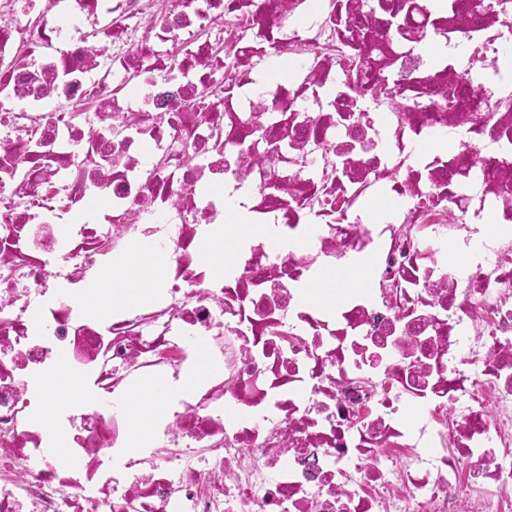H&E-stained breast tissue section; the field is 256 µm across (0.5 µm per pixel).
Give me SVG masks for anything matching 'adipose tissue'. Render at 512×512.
<instances>
[{"label": "adipose tissue", "instance_id": "obj_1", "mask_svg": "<svg viewBox=\"0 0 512 512\" xmlns=\"http://www.w3.org/2000/svg\"><path fill=\"white\" fill-rule=\"evenodd\" d=\"M244 192H237L235 198L224 201L227 220L220 238L205 239L200 243L204 258L210 262L232 260L241 239L248 234L263 236L272 251L287 249L288 242L278 229L271 224L255 223L252 213L240 207ZM374 255L366 254L357 258L350 267L340 271H323L301 290L300 304L311 306L320 303L327 290L342 282L349 287H358L365 282L368 271L374 266ZM164 275L161 259L140 246H133L126 253L112 259V269L93 288L89 300L96 312H103L107 305L133 304L151 297ZM162 386L153 384L147 390L135 394L129 406V418L134 424L131 447H140L149 438L147 423L162 409Z\"/></svg>", "mask_w": 512, "mask_h": 512}]
</instances>
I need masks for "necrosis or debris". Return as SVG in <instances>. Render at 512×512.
Segmentation results:
<instances>
[{"mask_svg":"<svg viewBox=\"0 0 512 512\" xmlns=\"http://www.w3.org/2000/svg\"><path fill=\"white\" fill-rule=\"evenodd\" d=\"M442 30L484 35V53L428 73L409 25L404 52L368 74L423 77L413 112L377 121L321 95L360 32H336L310 0H25L37 28L0 0V512H506L512 505V111L478 79L499 75L512 7L487 0ZM232 24L233 72L180 36ZM101 27L88 48L70 22ZM300 45L291 81L252 97L254 62ZM145 81L141 107L98 70ZM219 85L201 109L198 90ZM461 110L445 111L448 100ZM90 102L92 117L66 111ZM461 136L445 155L403 166L435 130ZM250 194L260 223L305 247L279 253L254 236L224 273L197 245L224 227L201 186ZM383 186L394 220L365 221L359 194ZM105 209L81 224L90 197ZM503 233L484 235L486 214ZM166 258L159 298L97 321L88 293L133 244ZM467 254L458 270L448 247ZM378 257L368 291L332 311L299 306L316 270ZM206 364L204 379L188 370ZM64 374L78 397L53 403L40 382ZM165 384L154 442L127 451L128 392ZM53 405L44 414L45 405ZM422 406L419 425L406 407Z\"/></svg>","mask_w":512,"mask_h":512,"instance_id":"obj_1","label":"necrosis or debris"}]
</instances>
